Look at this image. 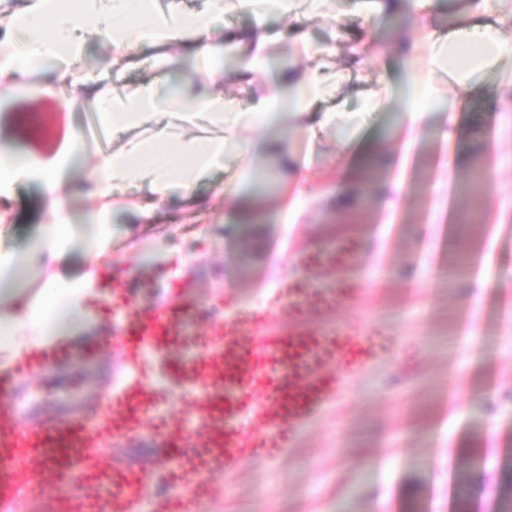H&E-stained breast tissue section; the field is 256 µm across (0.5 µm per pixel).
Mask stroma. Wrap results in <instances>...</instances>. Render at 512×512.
Returning a JSON list of instances; mask_svg holds the SVG:
<instances>
[{"label":"stroma","instance_id":"35a3bbf8","mask_svg":"<svg viewBox=\"0 0 512 512\" xmlns=\"http://www.w3.org/2000/svg\"><path fill=\"white\" fill-rule=\"evenodd\" d=\"M396 25L388 18L366 23L354 0H333L332 16L300 24L277 15L260 23L229 12L223 32L240 37L237 51L215 62L170 48L178 63L164 88L174 90L215 64L235 68L251 50L250 37L264 31L279 37L264 76L273 84L287 64H309L297 34L344 47L355 40L390 42ZM156 53L145 47L120 57L106 41L92 39L85 64L108 69L113 86L131 92L156 79L145 63ZM381 71L395 85L403 78L397 56L367 63L347 73L339 105L357 108ZM403 111L402 99L393 97L389 111L325 130L314 142L292 118L284 119L289 149L297 158H314L308 193L347 192L339 216L318 204L300 223H289L297 187L288 169L253 154L231 159L227 171L201 182L197 203L176 199L159 206L150 224L138 223L128 209L148 202L147 189L132 185L114 199L112 247L102 264L122 277L127 300L153 306L183 299L197 308L192 332L210 337L218 322L240 312H265L272 327L287 328L283 283L327 289L344 280L353 283L352 293L335 310L311 314L309 327L332 330L345 321L378 341L374 357L343 376L339 391L295 428L289 445L227 467L212 478V495L192 501L189 512H512V112L495 107L487 92L469 100L461 114L465 162L446 179L440 163L448 144L439 128L426 132L407 169H399ZM343 138L349 151L341 149ZM479 160L492 165L494 175L476 196L468 184ZM230 172L246 175L240 221L217 224L213 216L225 205L213 188ZM399 177L404 191L392 219L367 186L378 189ZM45 219L36 188L19 185L0 224V251L23 250ZM345 235L363 244L355 263L328 271L303 264L307 252L335 246ZM155 250L165 252L167 262L147 263ZM185 257L192 266L181 275ZM134 380L165 391L160 411L184 428L182 450L197 452L201 424L193 407L203 384L171 382L164 364L149 356L133 363L120 339L104 342L94 363L59 364L22 380L18 391L42 394L26 418L40 425L79 409L46 397L51 385L84 382L93 400ZM476 393L483 397L478 413L468 408ZM164 450L147 427L114 439L97 460L139 472L148 496L138 512H159L168 498L191 496L154 468Z\"/></svg>","mask_w":512,"mask_h":512}]
</instances>
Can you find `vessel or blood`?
I'll list each match as a JSON object with an SVG mask.
<instances>
[{
	"mask_svg": "<svg viewBox=\"0 0 512 512\" xmlns=\"http://www.w3.org/2000/svg\"><path fill=\"white\" fill-rule=\"evenodd\" d=\"M54 117L47 104L26 118L46 150L54 148L60 137L47 125ZM358 248V242L348 238L337 242L334 249L310 252L306 261L315 269H333L356 258ZM351 290V284L344 282L316 292L293 283L288 287V310L299 318L311 310H331ZM114 304L123 316L120 336L125 345L163 358L194 349V356L177 362L171 374L183 382L205 380L210 385L197 402L203 415L202 449L180 455L172 471L174 480L198 495L207 493L209 476L223 472L227 463L271 453L287 433L337 392L339 380L327 369L331 361H338L343 370L355 371L374 351L371 337L346 324L328 332L297 326L268 332L261 315H238L217 324L221 344L214 350L208 342L187 338L193 308L182 301L161 308L139 307L121 298ZM68 356V351H58L20 364L10 376L0 377V512H16L21 499L76 479L91 486V494L61 497L59 512H133L141 476L120 466L99 464L92 448L147 426L167 446L181 444L182 428L158 416L156 391L138 381L122 385L107 405L87 404L80 414L53 424L25 426L14 399L17 381ZM255 395L262 399L263 430L248 436L235 421Z\"/></svg>",
	"mask_w": 512,
	"mask_h": 512,
	"instance_id": "1",
	"label": "vessel or blood"
}]
</instances>
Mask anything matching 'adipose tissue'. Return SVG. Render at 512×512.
I'll return each mask as SVG.
<instances>
[{
    "label": "adipose tissue",
    "instance_id": "ef3b65f1",
    "mask_svg": "<svg viewBox=\"0 0 512 512\" xmlns=\"http://www.w3.org/2000/svg\"><path fill=\"white\" fill-rule=\"evenodd\" d=\"M329 0H207L197 12L181 9L179 0H27L25 8L10 13L0 24V108L27 95L30 77L43 72L52 93L64 110L81 102L92 108L115 149L103 151L92 167H86L77 188L61 179L63 169L84 164L87 154L81 127L69 128L62 150L46 155L21 147L0 150V206L12 198L19 183L36 182L48 213L31 258L48 269L65 253L72 237L68 206L74 192L97 200V226L85 251V269L64 279L51 274L37 295L24 288L0 294L7 308L0 312V373L51 348L70 347L94 331L97 320L92 302L106 299L107 277L101 260L112 236L110 201L117 190L135 181L150 193L139 206L141 220H151L158 206L172 196L194 199L200 182L224 169L228 158L248 153L291 160L293 175L306 183V167L294 162L288 140L250 141L247 131L276 126L281 117H293L298 128L316 134L324 127L344 126L341 109L326 107L335 96L336 83L325 75L332 51L307 46L314 67L288 66L273 90L258 80L268 61L274 35L261 34L252 53L234 71L232 78L248 91L236 100L218 91L220 69L199 73L178 92L161 88L160 76L177 64L164 54L167 46L181 48L198 57L212 58L234 48L231 37L218 38L215 22L225 8L250 13L256 18L271 14L300 17L303 10L323 14ZM433 0H358L367 19L395 15L411 9L415 19L400 33L397 44L404 52V75L399 88L407 103V122L402 129L406 145L436 122L448 126V141L459 132L458 114L470 94L489 78H496L499 105L512 110V73L494 74L502 58L512 56V0H468L447 28L431 21ZM102 37L118 54L142 46L161 48L149 61L159 74L134 93L112 88L106 73L85 68V36ZM144 137L132 140V130Z\"/></svg>",
    "mask_w": 512,
    "mask_h": 512
}]
</instances>
